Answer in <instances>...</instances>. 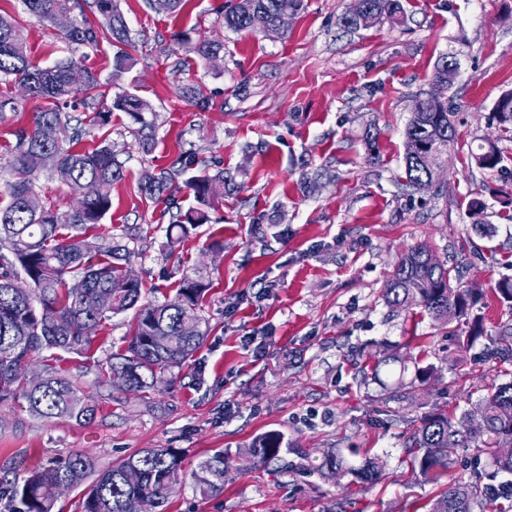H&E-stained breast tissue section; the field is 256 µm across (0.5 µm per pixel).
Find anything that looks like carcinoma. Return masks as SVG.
<instances>
[{
    "instance_id": "cac0c4a2",
    "label": "carcinoma",
    "mask_w": 512,
    "mask_h": 512,
    "mask_svg": "<svg viewBox=\"0 0 512 512\" xmlns=\"http://www.w3.org/2000/svg\"><path fill=\"white\" fill-rule=\"evenodd\" d=\"M303 0H232L222 10L224 26L236 32L256 33L276 24L284 14L295 15ZM26 9L44 23L73 7L82 22L60 33L68 46L96 49L100 40L110 38L127 48L133 47L123 14L116 0H93L85 12L82 0H23ZM402 15L400 0H361L356 11L341 18L348 29H368L384 19L397 22ZM181 42L201 59L220 53L223 45L206 38L194 40L184 34ZM137 63L135 56L119 50L113 56L112 76L117 78ZM438 92L421 101L420 111L412 113L405 130L404 174L406 186L421 190L440 177V159L455 142V113L445 92L454 84L448 73V57H442L433 73ZM11 82L29 94L48 101L33 114L31 126L14 131V151L8 161L11 179L0 186V402L23 400L34 416L46 420H92L97 406L75 381L50 364L54 356L45 351L81 352L90 349L92 335L83 331L87 318L102 327L113 316L133 312L134 322L128 344L122 353L106 361L102 376L111 380L112 372L126 374L131 392L146 393L157 388L164 376L183 367L200 348L206 335L197 314L209 284L188 275L182 278L173 300L162 304L144 299L143 284L127 281L126 266L138 254L136 232L125 240L104 238L88 241L86 232L97 227L112 207V186L124 176L123 164L104 137L91 150L78 149L82 135L90 129L102 130L112 121L115 110L126 113L137 125L138 144L149 155L155 146L156 113L150 105L128 91L106 101L99 78L82 60L68 57L50 67L30 59L27 38L15 19L0 13V83ZM80 95L86 117L72 124L73 117L59 109L60 103ZM494 118L507 133H512V90L502 93L493 105ZM475 164L493 170L502 162L494 145L479 147L472 154ZM58 162L70 172L68 184L74 191L88 181L97 184V195L76 197V206L61 212L47 204L36 190L37 175ZM233 175L221 167H199L192 150L178 154L173 163L158 173L145 172L141 194L176 210V235L168 237V256L175 255L190 231L211 223L210 210L217 199L233 190ZM188 190L194 204L182 209L177 194ZM483 201L474 198L469 211L476 233L494 231L478 221ZM426 244L412 247L399 260L383 288V299L392 307L419 306L446 325L453 320L470 321V333L479 336L482 317L471 314L472 293L452 286L451 269L432 260ZM166 336L165 347L154 344V337ZM42 362V375L34 384L28 367ZM399 364V377L413 370L411 384L421 385L435 372L431 364L414 362L384 347L374 356L373 374L380 368ZM486 412L484 423L475 427L465 419L458 421L438 409L414 425L409 437L416 449L415 465L420 476L436 481L462 451L491 450L490 480L500 473L512 474V454L498 455L496 449L512 447V382L492 383L481 399ZM284 437L268 432L252 444L250 455L260 461L279 457ZM307 461L306 469L327 479L343 471L356 482L374 484L383 477V464L368 458L359 465L330 448L322 458ZM181 458L172 448H144L100 471L95 460L85 453L64 458L50 457L40 469L9 483V492L22 512H54L56 487L65 481L75 489L87 485L80 512H168V484L178 477ZM225 456L218 451L199 464L193 473L196 489L203 496L224 490ZM493 485L482 476L448 483L431 504L429 512H476L483 509Z\"/></svg>"
}]
</instances>
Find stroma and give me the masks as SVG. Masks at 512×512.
<instances>
[{
  "instance_id": "1",
  "label": "stroma",
  "mask_w": 512,
  "mask_h": 512,
  "mask_svg": "<svg viewBox=\"0 0 512 512\" xmlns=\"http://www.w3.org/2000/svg\"><path fill=\"white\" fill-rule=\"evenodd\" d=\"M224 3L187 0L178 13L158 14L145 0H118L137 64L116 79L111 42L68 50L21 0H0V11L23 27L33 61L83 58L111 93H135L158 115L147 156L130 118L113 112L109 140L124 178L90 239L139 227L130 269L150 300H172L186 275L211 284L198 309L207 326L202 346L149 397L97 383L101 365L125 346L126 313L95 333L90 351L56 361L92 395L93 420H44L1 402L0 469L23 476L75 451L107 469L143 448H171L182 466L170 512H428L447 482L484 473L490 456L461 453L444 480H421L408 446L414 422L435 409L475 414L481 386L512 382V362L490 355L500 325L512 319L492 293L495 282L512 278V136L492 113L512 89V0H402L400 23L360 30L340 24L352 0H304L285 31L254 34L225 28ZM184 31L224 48L200 59L178 42ZM445 55L458 62L447 95L459 137L439 183L412 192L402 184L405 129L416 99L436 93L432 76ZM186 84L202 88L209 109L182 97ZM8 94L19 103L0 113V184L9 178L14 129L44 106L16 87ZM490 141L503 157L493 171L470 161ZM189 149L220 162L238 187L175 260L165 249L170 215L139 183ZM475 197L486 204L493 236L472 228ZM423 242L441 262L462 267L460 287L479 291L473 311L484 333L472 346L460 341L465 324L445 328L420 307L396 309L382 297L402 254ZM382 343L435 364L436 377L412 395L386 398L364 373ZM268 431L283 434L286 464L264 467L250 457L254 438ZM331 448L353 461L379 458L383 478L329 482L298 470L300 452L318 458ZM218 450L228 458L224 490L204 498L192 474Z\"/></svg>"
}]
</instances>
